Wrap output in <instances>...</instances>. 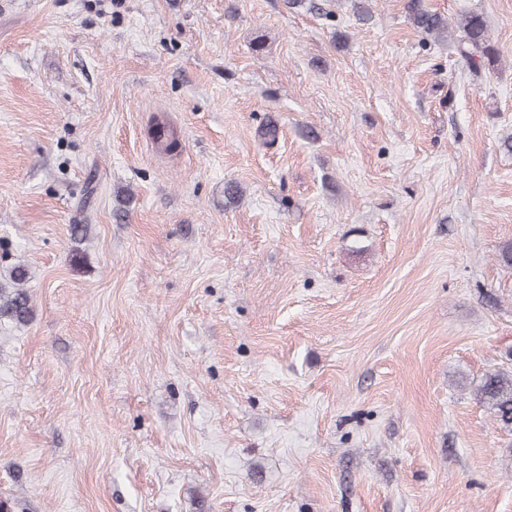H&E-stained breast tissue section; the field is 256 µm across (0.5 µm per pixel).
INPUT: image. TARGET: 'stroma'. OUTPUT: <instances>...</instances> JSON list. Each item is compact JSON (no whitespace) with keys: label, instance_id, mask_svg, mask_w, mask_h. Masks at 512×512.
Returning a JSON list of instances; mask_svg holds the SVG:
<instances>
[{"label":"stroma","instance_id":"obj_1","mask_svg":"<svg viewBox=\"0 0 512 512\" xmlns=\"http://www.w3.org/2000/svg\"><path fill=\"white\" fill-rule=\"evenodd\" d=\"M406 3L0 0L13 512H512V0ZM406 9L413 26L436 40L446 38L452 30L448 20L441 14L428 9L422 0H408ZM456 26L462 34L456 39L457 51L473 70L478 71L484 59L492 62L497 60L500 51L492 45L485 20L480 14L464 12ZM31 278L29 269L13 265L0 272V321L25 325L32 316L31 299L24 285ZM478 394L492 410L495 420L504 429L512 428V369H498L486 373Z\"/></svg>","mask_w":512,"mask_h":512}]
</instances>
